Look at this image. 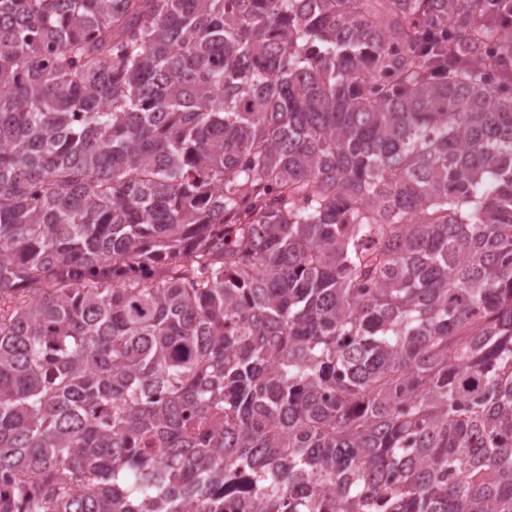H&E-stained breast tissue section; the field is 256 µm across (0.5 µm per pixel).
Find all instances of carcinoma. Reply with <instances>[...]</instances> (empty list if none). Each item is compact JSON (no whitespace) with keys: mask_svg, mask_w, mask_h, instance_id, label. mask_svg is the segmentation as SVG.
<instances>
[{"mask_svg":"<svg viewBox=\"0 0 512 512\" xmlns=\"http://www.w3.org/2000/svg\"><path fill=\"white\" fill-rule=\"evenodd\" d=\"M512 0H0V512H512Z\"/></svg>","mask_w":512,"mask_h":512,"instance_id":"cac0c4a2","label":"carcinoma"}]
</instances>
